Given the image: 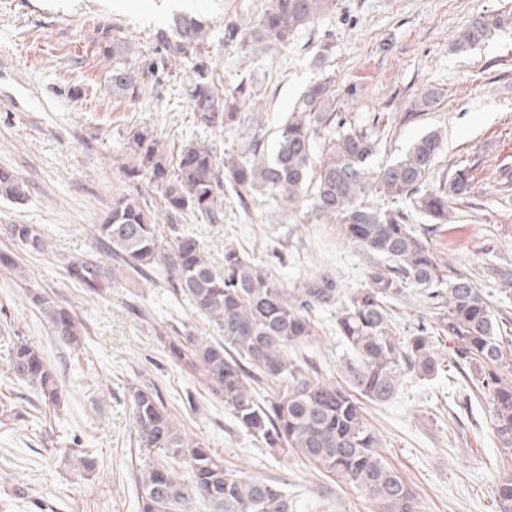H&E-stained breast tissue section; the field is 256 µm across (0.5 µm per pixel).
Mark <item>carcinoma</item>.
Masks as SVG:
<instances>
[{"mask_svg": "<svg viewBox=\"0 0 512 512\" xmlns=\"http://www.w3.org/2000/svg\"><path fill=\"white\" fill-rule=\"evenodd\" d=\"M335 9L336 0H269L249 31L225 25L224 41L248 39L268 49L286 47L296 30ZM498 24L497 19L476 16L463 30L459 46L484 41ZM208 32L202 19L178 15L156 31L153 57L141 65L132 61L129 45L104 46L112 58V92L135 100L149 82L174 77L173 67L189 63L194 76L188 96L196 122L221 135L246 123L247 81L224 92L216 87L206 51ZM331 97L329 82L309 85L277 127L271 153L255 134L236 156L223 159L208 144L189 143L173 157L152 129L130 128L121 172L146 191L112 196L95 237L128 283L160 275L173 296L187 300L213 323L218 340H171L169 357L200 374L240 429L268 448L295 453L319 472L361 490L376 504L375 512H421L405 480L380 453L378 435L363 411L365 401L391 399L405 376H431L440 368L425 327L397 335L390 303L404 295L407 285L423 289L435 302L441 310L439 330L453 342V360L471 372L464 378L467 396L486 403L491 412L487 427L507 456H512V378L500 370L508 365L504 341L512 339V318L504 317L467 276L445 278L414 227L409 211L431 224H444L448 211L471 194L464 170L438 188L427 183L442 147L438 134L421 137L402 160L374 171L370 160L381 139L367 130H344L345 122L325 111ZM337 127L339 135L315 159L319 131ZM226 184L244 209L260 191L291 213L307 210L328 224L342 225L351 241L387 265L341 303L334 280H311L290 292L233 245L224 246V266L213 265L182 221L189 216L205 224L220 223ZM372 190L396 206L370 205L365 197ZM1 197H26L24 185L8 169H0ZM153 202L165 211L167 235L150 209ZM11 232L29 251L47 249L30 224H14ZM73 275L93 288L111 271L84 261L73 266ZM32 302L61 342L81 343L80 325L70 312L44 293L33 294ZM336 303V330L353 354L340 383L322 378L314 362L299 352L318 333L313 313ZM6 350L14 376L35 387L46 403L60 406L58 378L39 349L17 336ZM132 433L140 450L157 455L137 478L141 512H184L193 499L202 512H295L296 503L275 482L243 477L224 467V460L205 443L184 437L155 389L133 390ZM176 464L186 466L188 480L181 478ZM498 502L499 512H512V476L500 483Z\"/></svg>", "mask_w": 512, "mask_h": 512, "instance_id": "1", "label": "carcinoma"}]
</instances>
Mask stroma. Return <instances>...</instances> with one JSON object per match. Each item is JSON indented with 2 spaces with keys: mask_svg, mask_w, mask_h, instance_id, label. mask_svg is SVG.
I'll use <instances>...</instances> for the list:
<instances>
[{
  "mask_svg": "<svg viewBox=\"0 0 512 512\" xmlns=\"http://www.w3.org/2000/svg\"><path fill=\"white\" fill-rule=\"evenodd\" d=\"M267 0H0V168L23 181L22 201H0V512H140L137 473L145 459L131 434L132 388L157 389L182 435L204 442L243 476L280 482L297 512H374L358 489L317 472L293 454L266 448L241 431L224 402L194 373L175 365L167 343L175 334L210 342L217 333L182 299L160 285H130L122 275L97 289L71 273L72 263L112 258L96 241L117 193H135L120 165L130 127L153 128L170 153L187 142H214L197 124L187 89L192 73L148 85L128 100L112 92V61L102 48L123 41L150 54L157 29L175 15L200 16L211 29L209 54L220 86L247 79L266 148L274 131L313 81L333 90L329 111L349 128L376 133L372 169L399 160L422 136L437 132L442 150L429 176L443 184L468 172V203L447 223L415 218L437 259L470 274L477 288L512 316V0H338L334 12L297 30L288 47L225 44L224 26L251 29ZM500 21L485 41L457 49L460 33L479 14ZM436 102L418 111L421 92ZM15 224H30L48 242L42 253L22 249ZM184 226L215 265L232 244L269 266L284 288L323 275L342 295L363 287L380 257L349 240L341 225L275 210L261 193L241 209L224 192V219ZM48 294L83 328L79 347L53 336L30 300ZM401 335L433 332L440 359L433 380L405 377L397 394L365 403L380 451L413 489L421 512H499L497 488L512 474L491 436L488 407L464 405V380L450 361L452 344L435 331L431 300L410 288L393 306ZM336 310L317 311L318 334L307 346L330 381L341 378L346 348ZM24 337L56 373L64 401L51 409L7 366L8 338ZM95 461L86 472L82 455Z\"/></svg>",
  "mask_w": 512,
  "mask_h": 512,
  "instance_id": "35a3bbf8",
  "label": "stroma"
}]
</instances>
